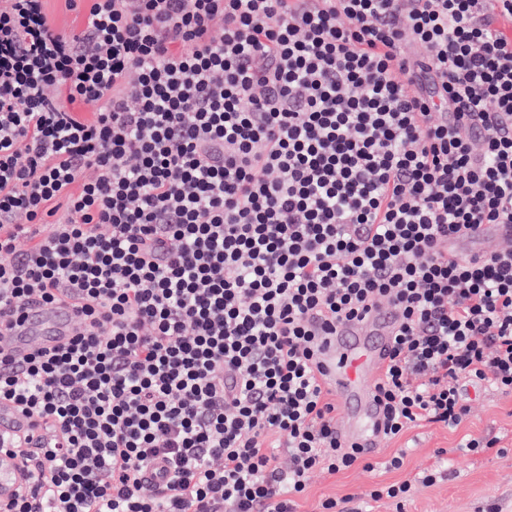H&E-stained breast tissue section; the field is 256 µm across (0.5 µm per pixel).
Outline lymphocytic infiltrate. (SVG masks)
Returning a JSON list of instances; mask_svg holds the SVG:
<instances>
[{"mask_svg": "<svg viewBox=\"0 0 512 512\" xmlns=\"http://www.w3.org/2000/svg\"><path fill=\"white\" fill-rule=\"evenodd\" d=\"M44 2L0 0V333L35 297L79 323L0 349L58 435L15 512H294L376 470L310 323L384 300V439L512 389V241L441 250L512 224V0H66L69 33ZM45 11L50 23L58 29L78 30L80 17L66 8L64 0H47ZM512 239V224H475L448 239V258L480 254L490 244Z\"/></svg>", "mask_w": 512, "mask_h": 512, "instance_id": "f902f5d3", "label": "lymphocytic infiltrate"}]
</instances>
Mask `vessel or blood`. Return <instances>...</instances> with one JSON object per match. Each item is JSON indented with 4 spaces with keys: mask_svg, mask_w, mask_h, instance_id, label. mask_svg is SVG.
I'll list each match as a JSON object with an SVG mask.
<instances>
[{
    "mask_svg": "<svg viewBox=\"0 0 512 512\" xmlns=\"http://www.w3.org/2000/svg\"><path fill=\"white\" fill-rule=\"evenodd\" d=\"M510 239L512 224H475L449 239L448 254L475 255L494 242ZM77 324L78 317L70 303L50 304L36 299L26 304L20 318L0 337V348L19 361L32 348H52L67 342ZM397 329V310L391 304L382 303L319 339L318 378L333 393L337 406L346 416L339 434L346 444L361 446L370 454L380 449L383 424L376 384ZM4 435L26 437L35 445L48 439L44 428L37 426L21 409L5 402L0 404V437Z\"/></svg>",
    "mask_w": 512,
    "mask_h": 512,
    "instance_id": "vessel-or-blood-1",
    "label": "vessel or blood"
}]
</instances>
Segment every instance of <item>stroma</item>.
I'll return each mask as SVG.
<instances>
[{
  "label": "stroma",
  "instance_id": "1",
  "mask_svg": "<svg viewBox=\"0 0 512 512\" xmlns=\"http://www.w3.org/2000/svg\"><path fill=\"white\" fill-rule=\"evenodd\" d=\"M469 397L470 413L457 430L424 422L400 440L382 442L379 460L405 450L403 469L370 472L357 465L334 475L315 473L297 500L296 512H318L325 497L340 498L374 483L406 479L413 484L406 512H488L494 506L512 512V391L480 390ZM494 436L499 447L476 453L464 446L466 439ZM441 459L447 465L436 483L423 484L420 473Z\"/></svg>",
  "mask_w": 512,
  "mask_h": 512
}]
</instances>
